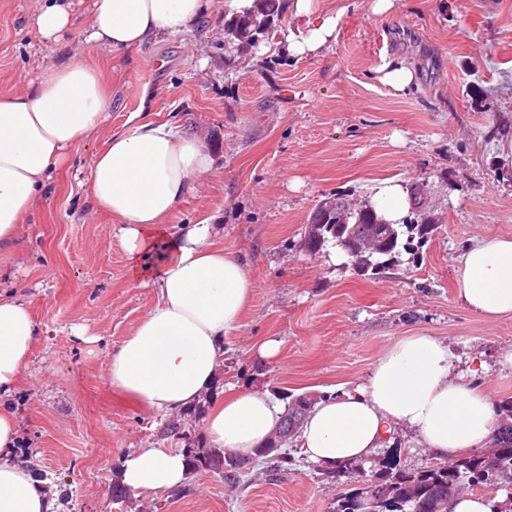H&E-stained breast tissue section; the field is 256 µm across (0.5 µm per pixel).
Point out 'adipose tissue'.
Here are the masks:
<instances>
[{"instance_id": "adipose-tissue-1", "label": "adipose tissue", "mask_w": 512, "mask_h": 512, "mask_svg": "<svg viewBox=\"0 0 512 512\" xmlns=\"http://www.w3.org/2000/svg\"><path fill=\"white\" fill-rule=\"evenodd\" d=\"M308 18L307 31L288 50L314 53L332 40L340 13H312V0H291ZM85 43L130 50L182 34L203 19L202 0H89ZM41 40L73 31L70 0H44L31 20ZM112 96L99 72L76 62L40 66L20 93L0 94V252L70 151L108 118ZM112 135L90 164L88 194L95 208L120 221L121 245L134 282L154 288L155 307L114 348L106 365L112 387L158 412L188 409L214 386L224 345L239 331L256 283L245 263L220 242L223 228L206 222L174 226L185 197L214 168L194 135L139 122ZM457 298L465 309L497 319L512 316V239L475 241L461 257ZM40 336L30 308L0 292V512H56L57 498L31 467L18 461L19 425L8 400L18 388ZM447 345L417 334L397 341L363 385L318 401L297 434L302 453L332 468L363 460L394 425L419 436L439 458L482 448L494 434L490 397L450 377ZM285 407L266 392L229 389L206 418L218 448L252 460L278 427ZM188 464L178 450L142 448L127 455L120 484L128 491L179 488Z\"/></svg>"}]
</instances>
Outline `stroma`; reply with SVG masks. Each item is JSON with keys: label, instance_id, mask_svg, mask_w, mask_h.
Returning a JSON list of instances; mask_svg holds the SVG:
<instances>
[{"label": "stroma", "instance_id": "stroma-1", "mask_svg": "<svg viewBox=\"0 0 512 512\" xmlns=\"http://www.w3.org/2000/svg\"><path fill=\"white\" fill-rule=\"evenodd\" d=\"M313 0L343 9L321 53L295 56L289 37L306 20L289 16L272 41L246 52L224 43V0L205 24L130 52H104L71 32L48 45L30 24L41 0H0V93L22 91L39 64L68 58L97 69L112 92L108 121L74 147L0 256V290L17 292L42 334L11 398L21 455L56 486L61 512H331L357 480L325 478L289 443L288 473L254 459L234 485L192 472L175 491L133 494L116 484L125 456L140 448L182 449L164 436L171 413L151 410L106 376L111 350L153 309V289L134 286L119 220L99 212L89 166L129 114L200 137L217 165L186 197L173 224L219 216L224 247L257 284L241 329L226 344L216 389L202 410L178 415L205 436V407L227 385L274 398L341 393L365 382L399 339L445 341L452 375L492 400L512 396V318L489 320L456 299L460 258L480 238L512 237V0ZM399 58L415 85L396 92L376 73ZM149 99H142L141 89ZM421 184L434 230L380 280L358 277L327 245L307 255L302 240L320 200L374 199L382 182ZM275 338L278 360L255 346ZM434 456L407 428L363 462L421 468Z\"/></svg>", "mask_w": 512, "mask_h": 512}]
</instances>
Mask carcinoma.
I'll use <instances>...</instances> for the list:
<instances>
[{"label": "carcinoma", "instance_id": "obj_1", "mask_svg": "<svg viewBox=\"0 0 512 512\" xmlns=\"http://www.w3.org/2000/svg\"><path fill=\"white\" fill-rule=\"evenodd\" d=\"M288 0H253L252 6L242 13L233 12L225 23L227 44L252 49L267 42L281 29L287 13ZM328 203L318 204L312 210L308 222L328 226L323 237L308 235L303 248L312 254L321 252L328 243L338 244L349 236L354 227L367 230L385 221L384 216L367 199L358 203L348 217V223L339 224L336 213L325 211ZM429 214L411 213L410 218L396 226L398 234L392 239L389 251L380 259L379 269L368 272L376 280L385 276L397 263L402 253L413 251V241H425L431 233ZM314 405L308 396L296 397L285 403L281 428L288 431V439L297 435L298 428L307 412ZM496 427L493 443L500 453L490 458L481 452H473L435 462L419 469H394L380 465L350 493L337 497L332 512H448V490L465 483L473 490L483 491L502 484V473L512 471V397L500 400L495 407ZM280 440L268 441L256 450L255 457L272 461L278 470L288 471V455L280 452ZM189 468L194 471L213 472L224 477L227 484L235 483L243 461L222 448H185Z\"/></svg>", "mask_w": 512, "mask_h": 512}]
</instances>
